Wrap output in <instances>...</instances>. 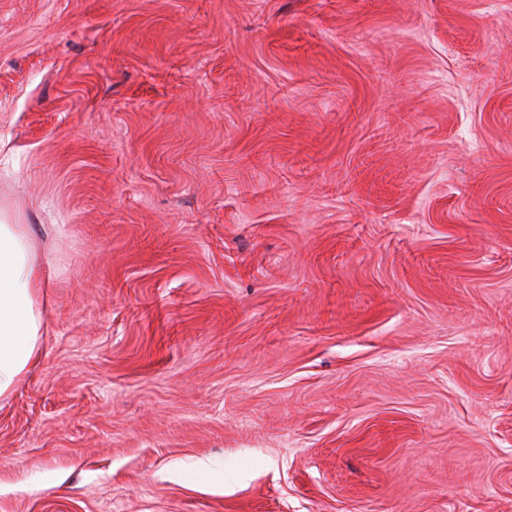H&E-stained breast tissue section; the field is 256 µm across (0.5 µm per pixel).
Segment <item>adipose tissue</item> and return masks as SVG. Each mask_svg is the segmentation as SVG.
<instances>
[{"label":"adipose tissue","mask_w":512,"mask_h":512,"mask_svg":"<svg viewBox=\"0 0 512 512\" xmlns=\"http://www.w3.org/2000/svg\"><path fill=\"white\" fill-rule=\"evenodd\" d=\"M47 283L27 225L20 216L0 214V399L11 393L37 357Z\"/></svg>","instance_id":"adipose-tissue-1"}]
</instances>
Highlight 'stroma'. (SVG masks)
<instances>
[{
  "mask_svg": "<svg viewBox=\"0 0 512 512\" xmlns=\"http://www.w3.org/2000/svg\"><path fill=\"white\" fill-rule=\"evenodd\" d=\"M0 205V512H512V0H0ZM0 212V400L35 361L48 273L33 255L28 225Z\"/></svg>",
  "mask_w": 512,
  "mask_h": 512,
  "instance_id": "obj_1",
  "label": "stroma"
}]
</instances>
